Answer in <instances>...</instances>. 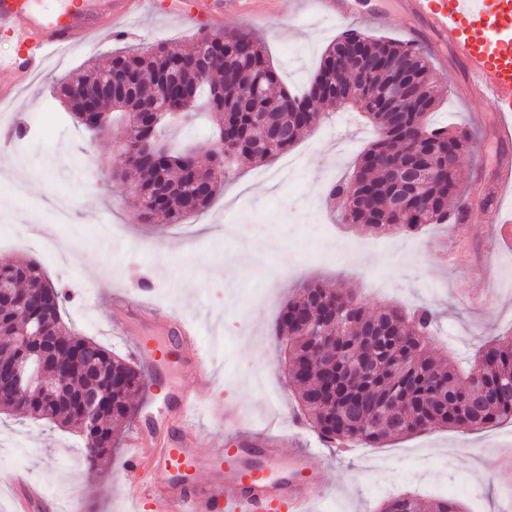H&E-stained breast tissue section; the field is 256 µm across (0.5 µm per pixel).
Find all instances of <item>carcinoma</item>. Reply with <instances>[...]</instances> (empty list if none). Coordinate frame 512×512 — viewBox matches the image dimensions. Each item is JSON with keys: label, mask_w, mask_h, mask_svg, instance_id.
Returning a JSON list of instances; mask_svg holds the SVG:
<instances>
[{"label": "carcinoma", "mask_w": 512, "mask_h": 512, "mask_svg": "<svg viewBox=\"0 0 512 512\" xmlns=\"http://www.w3.org/2000/svg\"><path fill=\"white\" fill-rule=\"evenodd\" d=\"M343 44L359 48L369 69L367 77L350 71L337 83L329 79L336 51ZM404 69L414 73V92L422 111L397 118L390 112L385 91ZM129 71L138 75L134 87L119 85L110 95L100 88L110 76ZM162 75L172 80L171 107H204L212 114L215 138L229 136L233 165L225 164L219 150L212 154L210 166L200 165L190 142L164 136L169 118L152 127L136 119L134 113L156 94L157 78ZM251 76L262 78L260 96L242 101L229 94L228 86ZM74 78L79 84L74 99L95 102L101 113L117 99L123 109L112 113V118L124 126L127 140L136 142L149 135L163 150L130 165L117 157L112 166L114 178L128 168L135 171V186L142 193L132 195L133 203L146 224L158 213L178 224L207 209L222 189L214 171H224L227 178L243 164H266L288 153L307 129L306 114L323 104L359 109L377 129V138L361 154L352 176L328 189L329 199L338 204L346 223L375 233L414 232L426 224L448 223V201L465 195L458 163L473 147L471 133L432 122L437 94L429 63L410 42L347 30L324 52L318 70L300 93L282 85L263 45L245 32L215 36L204 51L197 44L183 49L169 43L118 50L66 75L59 84L61 96H71ZM72 116L90 135L105 134L100 116L77 111ZM262 116L288 128L289 139L264 141L258 124ZM401 141L419 147L427 174L422 183L405 188L407 202L398 213L391 207L397 189L393 175L386 166L378 163L368 168L365 161L374 154L392 161L391 151ZM1 280L29 301L23 307L13 302L0 306V330L20 334L39 323L61 337L57 347L47 348L50 355L45 357L43 373L51 379L63 375L66 382L59 399L43 403L17 401L5 392L0 396V411L24 413L86 436L79 397L99 391L106 406L99 414L95 442L112 447L114 432L134 414L141 372L96 342L67 330L61 322L67 294L37 261L1 264ZM434 320L429 308L412 314L395 307L368 313L354 296L319 284L288 299L276 336L286 343L288 381L319 437L338 445L369 447L437 429L477 431L512 419V336L486 342L477 352L483 369L472 366L462 373L453 362L437 361L426 352L433 342ZM311 324L325 326L328 336L308 335ZM425 507L428 512H464L453 499L425 505L408 493L387 498L381 512H422Z\"/></svg>", "instance_id": "cac0c4a2"}]
</instances>
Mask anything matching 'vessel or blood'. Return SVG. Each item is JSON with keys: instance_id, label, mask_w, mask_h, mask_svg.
<instances>
[{"instance_id": "obj_1", "label": "vessel or blood", "mask_w": 512, "mask_h": 512, "mask_svg": "<svg viewBox=\"0 0 512 512\" xmlns=\"http://www.w3.org/2000/svg\"><path fill=\"white\" fill-rule=\"evenodd\" d=\"M238 0H199L192 19L208 24L214 14ZM402 12L419 21L436 52L452 50L460 60L472 90L488 98L498 116V135L512 141V0H401ZM95 32L93 16L84 6L62 15L35 8L33 0H0V35L11 37L15 53L0 57V72L43 71L48 60L70 50ZM115 305L128 312L152 310L145 291L115 295ZM169 352L211 379L207 352L194 348V331L185 320L168 330ZM165 404L175 416L174 429L157 426L140 430L120 464L130 480L135 512H309L310 504L325 492L323 469L313 454H293L283 468L274 440L263 438L253 447L259 464H244L243 442L234 430L224 432V446L208 460H200L201 435L195 422L196 397L172 390L151 394L141 407L151 414ZM206 469L209 480L197 479Z\"/></svg>"}]
</instances>
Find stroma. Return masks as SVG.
<instances>
[{"label": "stroma", "instance_id": "stroma-1", "mask_svg": "<svg viewBox=\"0 0 512 512\" xmlns=\"http://www.w3.org/2000/svg\"><path fill=\"white\" fill-rule=\"evenodd\" d=\"M192 0H155L153 10L103 22L93 47L77 45L64 65L47 66L11 101L0 104V264L19 258L41 263L71 293L65 325L113 355L135 360L138 342L164 344L160 324L121 325L110 291L148 287L167 312L185 315L197 328L217 378L199 382L194 371L161 360L145 385L199 393L204 438L201 457L218 446L216 412L232 402L244 411L246 429L270 421L289 428L300 410L282 367L274 326L289 295L308 284L353 292L370 312L393 306L433 307L438 318L429 350L442 359H470L486 339L512 336V247L491 234L493 211L471 205L467 223L429 224L412 233H369L345 228L323 190L351 172L377 134L363 113L322 106L318 126L289 151L291 181L274 176L282 159L243 167L239 183L253 192L221 193L184 223L163 218L143 223L125 182L102 179L111 139L89 140L84 129L52 103L59 78L87 60L127 45L177 43L192 48L199 33L186 13ZM355 28L400 40L416 37V24L396 0H350ZM296 10L297 25L288 12ZM387 15L385 27L370 15ZM247 30L265 44L284 84L302 90L342 25L322 19L313 0H241L219 33ZM439 104L433 122H456L475 136L464 154V181L492 187L494 165L505 146L496 138L493 106L475 98L454 56L430 54ZM56 116L52 132L12 143L19 122L34 126ZM136 428L128 421L111 462L89 471L81 438L44 420L0 413V512H11L21 481L41 484L62 512H129L119 462ZM297 446L316 450L326 493L315 512H379L387 494L411 492L461 501L467 512H512V483L501 477L500 457L512 449V420L479 431L442 429L358 447L346 454L305 427Z\"/></svg>", "mask_w": 512, "mask_h": 512}]
</instances>
